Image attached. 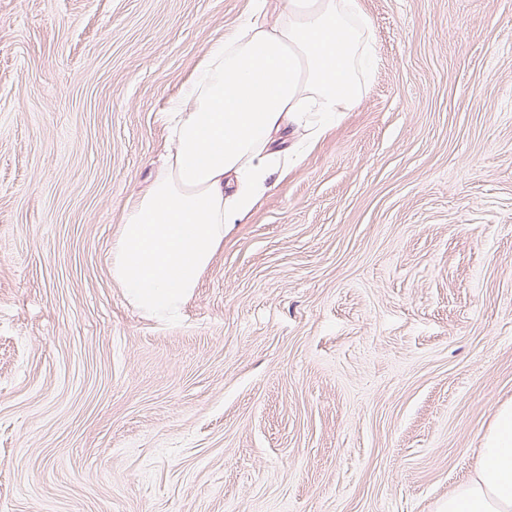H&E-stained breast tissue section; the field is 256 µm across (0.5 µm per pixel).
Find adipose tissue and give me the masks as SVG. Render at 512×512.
<instances>
[{"instance_id":"adipose-tissue-1","label":"adipose tissue","mask_w":512,"mask_h":512,"mask_svg":"<svg viewBox=\"0 0 512 512\" xmlns=\"http://www.w3.org/2000/svg\"><path fill=\"white\" fill-rule=\"evenodd\" d=\"M266 10L274 21L243 18L171 99L165 164L128 199L112 242L113 280L159 321L181 316L225 234L264 193L280 133L302 150L362 100L375 54L357 0H268ZM441 512H512V404Z\"/></svg>"}]
</instances>
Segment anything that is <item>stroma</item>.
<instances>
[{
  "label": "stroma",
  "mask_w": 512,
  "mask_h": 512,
  "mask_svg": "<svg viewBox=\"0 0 512 512\" xmlns=\"http://www.w3.org/2000/svg\"><path fill=\"white\" fill-rule=\"evenodd\" d=\"M256 0H0V512H439L512 403V0H359L361 103L161 325L112 279Z\"/></svg>",
  "instance_id": "1"
}]
</instances>
